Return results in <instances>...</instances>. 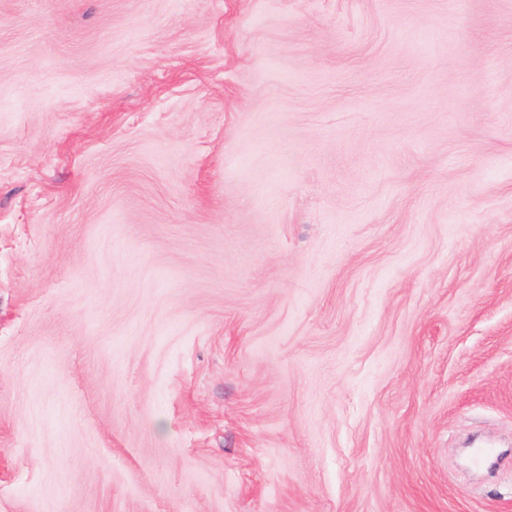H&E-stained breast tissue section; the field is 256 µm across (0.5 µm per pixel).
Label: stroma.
<instances>
[{
    "instance_id": "stroma-1",
    "label": "stroma",
    "mask_w": 512,
    "mask_h": 512,
    "mask_svg": "<svg viewBox=\"0 0 512 512\" xmlns=\"http://www.w3.org/2000/svg\"><path fill=\"white\" fill-rule=\"evenodd\" d=\"M512 0H0V512H512Z\"/></svg>"
}]
</instances>
